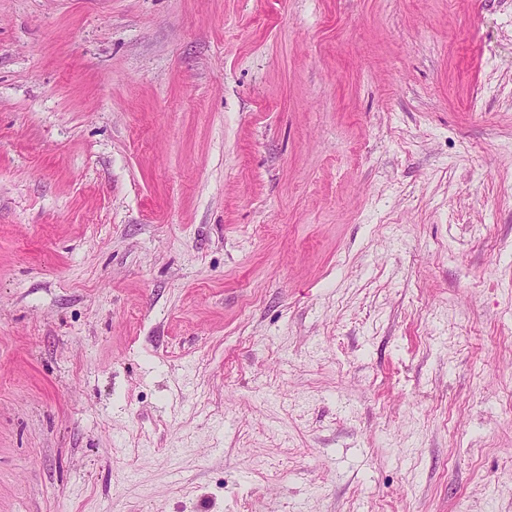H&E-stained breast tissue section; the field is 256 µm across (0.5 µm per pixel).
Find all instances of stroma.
Here are the masks:
<instances>
[{"label": "stroma", "instance_id": "35a3bbf8", "mask_svg": "<svg viewBox=\"0 0 512 512\" xmlns=\"http://www.w3.org/2000/svg\"><path fill=\"white\" fill-rule=\"evenodd\" d=\"M0 512H512V0H0Z\"/></svg>", "mask_w": 512, "mask_h": 512}]
</instances>
